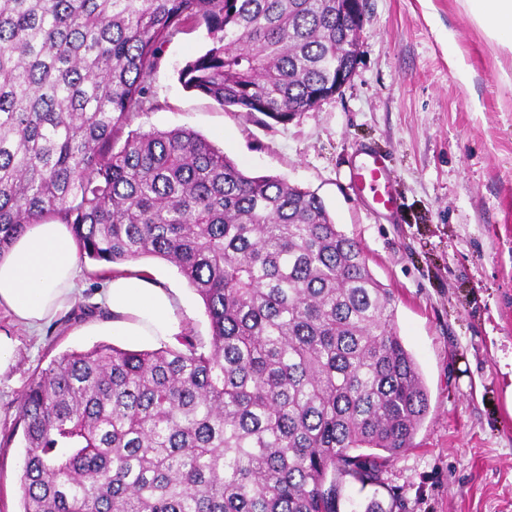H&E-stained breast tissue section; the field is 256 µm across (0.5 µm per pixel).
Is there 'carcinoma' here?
<instances>
[{
  "mask_svg": "<svg viewBox=\"0 0 512 512\" xmlns=\"http://www.w3.org/2000/svg\"><path fill=\"white\" fill-rule=\"evenodd\" d=\"M183 86L286 125L355 68L345 0H0V254L71 225L96 275L159 258L210 336L51 360L20 399L22 512H341L429 409L393 297L314 192L186 128L120 132L171 37Z\"/></svg>",
  "mask_w": 512,
  "mask_h": 512,
  "instance_id": "cac0c4a2",
  "label": "carcinoma"
}]
</instances>
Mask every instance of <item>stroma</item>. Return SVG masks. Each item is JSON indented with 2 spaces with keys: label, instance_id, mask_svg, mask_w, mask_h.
I'll list each match as a JSON object with an SVG mask.
<instances>
[{
  "label": "stroma",
  "instance_id": "35a3bbf8",
  "mask_svg": "<svg viewBox=\"0 0 512 512\" xmlns=\"http://www.w3.org/2000/svg\"><path fill=\"white\" fill-rule=\"evenodd\" d=\"M207 43L176 34L148 83L154 106L131 126L187 128L249 175H277L319 195L393 294L398 332L418 363L429 411L411 448L378 487L345 483L346 512L379 496L393 512H512V52L465 0H365L359 60L335 97L267 127L181 86L177 71ZM382 154L399 202L374 211L351 174L363 151ZM178 298L185 333L208 337L199 296L176 267L140 263ZM73 308L30 332L0 309L16 342L0 375V512H20L24 448L17 407L34 374L69 350L110 343L152 350L176 338L115 336L81 265Z\"/></svg>",
  "mask_w": 512,
  "mask_h": 512
}]
</instances>
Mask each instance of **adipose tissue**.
<instances>
[{"label":"adipose tissue","instance_id":"ef3b65f1","mask_svg":"<svg viewBox=\"0 0 512 512\" xmlns=\"http://www.w3.org/2000/svg\"><path fill=\"white\" fill-rule=\"evenodd\" d=\"M470 15L512 52V0H466ZM79 257L68 225H29L0 256V307L30 328L65 313L76 299ZM99 301L112 313L116 336H175L181 331L172 293L152 280L118 276Z\"/></svg>","mask_w":512,"mask_h":512}]
</instances>
